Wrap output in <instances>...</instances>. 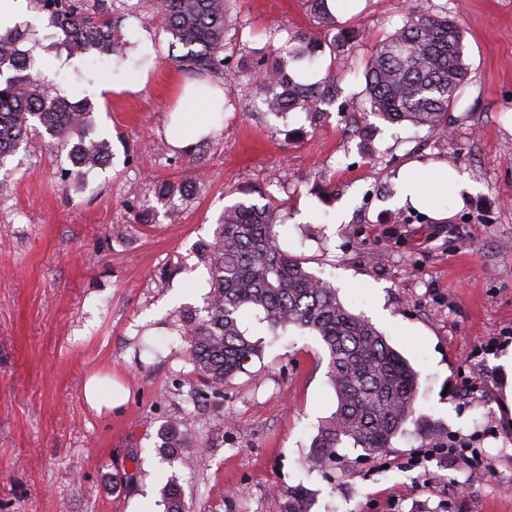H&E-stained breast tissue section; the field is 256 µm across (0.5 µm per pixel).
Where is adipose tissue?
Returning <instances> with one entry per match:
<instances>
[{
	"instance_id": "obj_1",
	"label": "adipose tissue",
	"mask_w": 512,
	"mask_h": 512,
	"mask_svg": "<svg viewBox=\"0 0 512 512\" xmlns=\"http://www.w3.org/2000/svg\"><path fill=\"white\" fill-rule=\"evenodd\" d=\"M224 126V89L208 81L186 83L173 112L170 143L179 150ZM398 205H410L436 221L447 218L442 198L459 195L464 187L460 174L443 163H410L398 173Z\"/></svg>"
}]
</instances>
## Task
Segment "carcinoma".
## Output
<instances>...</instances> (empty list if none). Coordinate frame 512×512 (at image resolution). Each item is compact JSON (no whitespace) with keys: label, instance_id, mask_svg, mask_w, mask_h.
Returning a JSON list of instances; mask_svg holds the SVG:
<instances>
[{"label":"carcinoma","instance_id":"cac0c4a2","mask_svg":"<svg viewBox=\"0 0 512 512\" xmlns=\"http://www.w3.org/2000/svg\"><path fill=\"white\" fill-rule=\"evenodd\" d=\"M319 28L298 37L313 54L335 17L325 0H314ZM48 26L60 30L68 55L111 56L121 51L122 16L106 0H30ZM231 0H136L127 7L158 22L171 36L169 60L187 73L224 74V36ZM16 27L0 30V170L4 161L41 127L49 146L66 153L72 175L103 168L112 153L105 141L87 138L91 113L86 99L73 100L53 91ZM464 36L447 16L408 14L403 25L380 41L365 64L366 93L375 114L391 122H409L448 132V112L458 87L469 76ZM265 92L269 111L284 114L310 110L330 93L332 84L304 85L273 63L253 76ZM279 213L272 203L239 201L224 208L215 238L204 248L210 290L201 309L178 311L186 356L203 385L216 393L260 355L262 342L242 330L240 314L263 315L272 335L290 327L320 338L328 355L327 376L335 392V412L321 423L306 463L323 470L336 462L338 449L351 442L368 455L391 447L413 421L421 447L435 448L448 438L438 424L414 418L419 374L367 318L348 310L336 288L312 273L305 262L280 246ZM162 448L172 457L194 446L179 423L161 433ZM165 512H188L181 486L170 479L161 491ZM286 512H311L301 486L284 490Z\"/></svg>","mask_w":512,"mask_h":512}]
</instances>
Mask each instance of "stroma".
<instances>
[{
  "instance_id": "stroma-1",
  "label": "stroma",
  "mask_w": 512,
  "mask_h": 512,
  "mask_svg": "<svg viewBox=\"0 0 512 512\" xmlns=\"http://www.w3.org/2000/svg\"><path fill=\"white\" fill-rule=\"evenodd\" d=\"M457 17L469 81L456 93L450 131L389 123L371 111L364 63L402 26L405 10ZM310 0H234L225 35L224 127L191 195L160 199L156 182L195 165L166 145L169 113L188 73L170 63L169 35L144 30L156 56L133 50L54 71L46 80L92 101V138L110 165L80 184L62 181L66 154L46 133L11 157L0 195V512H163L176 478L190 512H285L283 491L303 486L312 512H512V0H363L338 16L352 30L336 51H300L313 28ZM292 35L288 46L269 31ZM289 72L336 68V94L318 111H259L249 77L259 59ZM147 66L140 92H115L126 69ZM448 163L466 178L450 216L434 221L398 206L396 176L412 161ZM250 190L284 217L280 244L330 279L342 303L373 319L420 374L415 415L476 448L484 467L437 457L412 468L414 424L370 456L339 449L336 463L304 462L336 409L318 337L297 328L272 338L257 312L242 327L261 357L225 384L201 390L184 354L177 310L202 308L210 289L201 252L226 206ZM148 211V224L132 223ZM108 375L128 391L102 413L85 380ZM204 440L175 458L160 451L171 420Z\"/></svg>"
}]
</instances>
